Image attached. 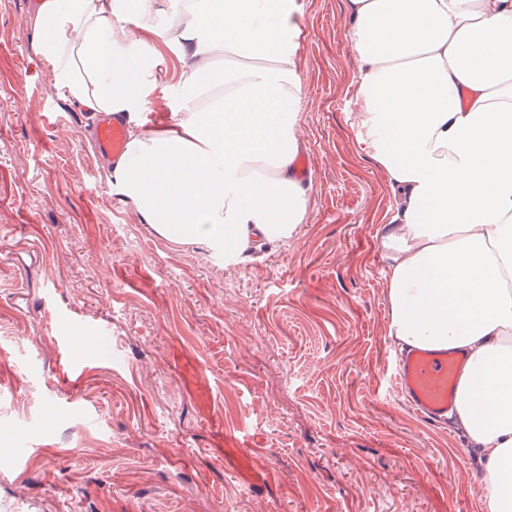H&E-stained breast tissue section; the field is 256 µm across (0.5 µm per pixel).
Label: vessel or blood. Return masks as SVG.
Here are the masks:
<instances>
[{
	"instance_id": "b4317fda",
	"label": "vessel or blood",
	"mask_w": 512,
	"mask_h": 512,
	"mask_svg": "<svg viewBox=\"0 0 512 512\" xmlns=\"http://www.w3.org/2000/svg\"><path fill=\"white\" fill-rule=\"evenodd\" d=\"M94 142L98 152L119 159L125 149L127 124L120 117H97ZM100 336L84 339L81 355H74L70 338L62 340L61 368L66 375L81 377L87 366L96 361ZM463 358L456 353L414 349L407 352L395 374L396 388L410 408L424 421L437 424L451 418L456 405V378Z\"/></svg>"
}]
</instances>
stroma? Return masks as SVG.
<instances>
[{
  "instance_id": "35a3bbf8",
  "label": "stroma",
  "mask_w": 512,
  "mask_h": 512,
  "mask_svg": "<svg viewBox=\"0 0 512 512\" xmlns=\"http://www.w3.org/2000/svg\"><path fill=\"white\" fill-rule=\"evenodd\" d=\"M302 3L314 208L228 265L141 222L0 0V512H485L481 451L388 389L398 199L356 148L347 0ZM97 326L111 361L68 378Z\"/></svg>"
}]
</instances>
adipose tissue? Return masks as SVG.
Segmentation results:
<instances>
[{
  "label": "adipose tissue",
  "mask_w": 512,
  "mask_h": 512,
  "mask_svg": "<svg viewBox=\"0 0 512 512\" xmlns=\"http://www.w3.org/2000/svg\"><path fill=\"white\" fill-rule=\"evenodd\" d=\"M357 143L399 207L384 227L397 343L465 357L456 415L484 508L512 512V0H349ZM298 0H40L54 84L130 121L108 177L166 241L245 263L313 208L297 177ZM171 120L138 118L165 81Z\"/></svg>",
  "instance_id": "1"
}]
</instances>
